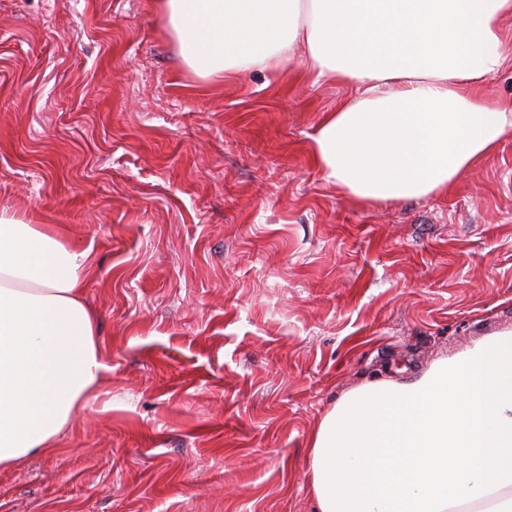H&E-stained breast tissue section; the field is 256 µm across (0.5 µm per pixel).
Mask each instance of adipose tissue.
<instances>
[{"mask_svg": "<svg viewBox=\"0 0 512 512\" xmlns=\"http://www.w3.org/2000/svg\"><path fill=\"white\" fill-rule=\"evenodd\" d=\"M186 67L218 83L305 65L351 87L312 156L355 199L448 193L512 139V0H155ZM91 248L0 212V470L56 450L109 367L85 300ZM315 512H512V332L342 394L309 441ZM484 93L489 98L509 100L512 98V70L502 71L499 75L490 78L485 86Z\"/></svg>", "mask_w": 512, "mask_h": 512, "instance_id": "obj_1", "label": "adipose tissue"}]
</instances>
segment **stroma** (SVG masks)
I'll return each instance as SVG.
<instances>
[{
  "label": "stroma",
  "mask_w": 512,
  "mask_h": 512,
  "mask_svg": "<svg viewBox=\"0 0 512 512\" xmlns=\"http://www.w3.org/2000/svg\"><path fill=\"white\" fill-rule=\"evenodd\" d=\"M347 86L208 84L151 0H0V211L92 245L112 372L0 512H314L345 391L512 330V139L448 194L372 204L310 136Z\"/></svg>",
  "instance_id": "35a3bbf8"
}]
</instances>
